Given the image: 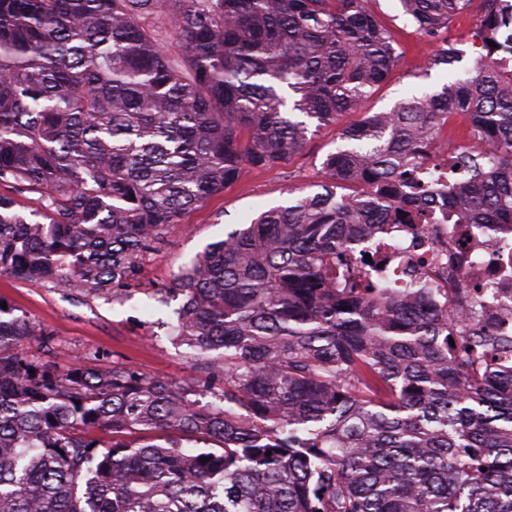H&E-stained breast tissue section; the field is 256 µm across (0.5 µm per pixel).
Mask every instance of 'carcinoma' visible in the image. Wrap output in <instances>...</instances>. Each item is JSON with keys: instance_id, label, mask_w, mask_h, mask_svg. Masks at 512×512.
Segmentation results:
<instances>
[{"instance_id": "obj_1", "label": "carcinoma", "mask_w": 512, "mask_h": 512, "mask_svg": "<svg viewBox=\"0 0 512 512\" xmlns=\"http://www.w3.org/2000/svg\"><path fill=\"white\" fill-rule=\"evenodd\" d=\"M367 2L0 0V273L95 297L138 286L186 211L246 166L287 162L385 81L398 53ZM400 4L439 45L434 67L453 54L442 31L479 5L484 53L346 129L322 191L175 275L177 336L222 381L220 405L63 363L52 332L0 308V512H512V335L393 298L342 251L415 218L423 200L402 187L455 112L486 152L455 151L448 221L512 225V82L490 56L503 0ZM162 9L165 26L141 25Z\"/></svg>"}]
</instances>
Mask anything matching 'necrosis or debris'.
Listing matches in <instances>:
<instances>
[{"label": "necrosis or debris", "mask_w": 512, "mask_h": 512, "mask_svg": "<svg viewBox=\"0 0 512 512\" xmlns=\"http://www.w3.org/2000/svg\"><path fill=\"white\" fill-rule=\"evenodd\" d=\"M448 152H435L416 170L417 189L427 213L426 226L387 225L383 233L349 236L346 251L354 260L387 255L390 287L423 289L444 308L447 297L471 301L474 287L486 288L480 305L484 323L512 333V226L467 225L460 243L448 222Z\"/></svg>", "instance_id": "1"}]
</instances>
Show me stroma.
<instances>
[{
  "mask_svg": "<svg viewBox=\"0 0 512 512\" xmlns=\"http://www.w3.org/2000/svg\"><path fill=\"white\" fill-rule=\"evenodd\" d=\"M368 8L393 31L402 57L388 80L367 99L364 112L344 113L335 124L320 128L286 163L244 168L223 191L186 212L181 223L169 229L162 250L143 259L140 285L125 294L87 296L0 274V301L52 331L67 356L91 366L129 368L196 387L202 374L175 335V311L181 301L161 300L159 289L170 286L174 274L208 244L223 240L261 212L287 204L290 195L320 192L326 181L324 158L341 146L343 129L362 121L365 112H386L407 97L439 90L464 77L472 65L470 39L479 26V12L456 19L448 30V38L462 52L458 62L434 67L430 64L434 43L405 22L398 0H369Z\"/></svg>",
  "mask_w": 512,
  "mask_h": 512,
  "instance_id": "stroma-1",
  "label": "stroma"
}]
</instances>
